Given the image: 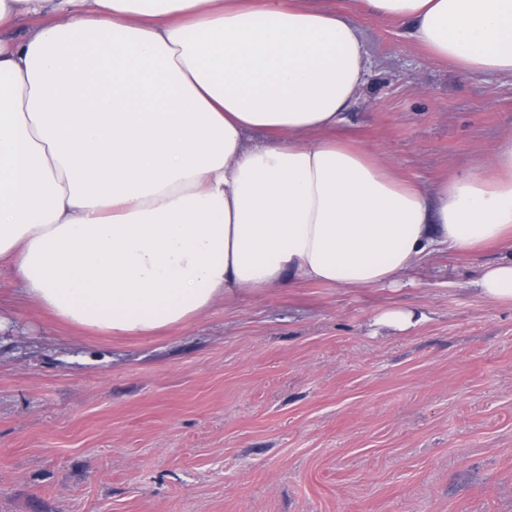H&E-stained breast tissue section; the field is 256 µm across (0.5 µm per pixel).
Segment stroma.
I'll use <instances>...</instances> for the list:
<instances>
[{"instance_id":"35a3bbf8","label":"stroma","mask_w":512,"mask_h":512,"mask_svg":"<svg viewBox=\"0 0 512 512\" xmlns=\"http://www.w3.org/2000/svg\"><path fill=\"white\" fill-rule=\"evenodd\" d=\"M375 61L343 133L431 184L512 135V80L461 78L359 18ZM508 242L397 287L299 281L152 336L64 324L0 273V512H512ZM388 310L421 321L373 328ZM476 285L487 300L512 301V257L484 267Z\"/></svg>"}]
</instances>
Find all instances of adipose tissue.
I'll return each mask as SVG.
<instances>
[{
	"label": "adipose tissue",
	"instance_id": "1",
	"mask_svg": "<svg viewBox=\"0 0 512 512\" xmlns=\"http://www.w3.org/2000/svg\"><path fill=\"white\" fill-rule=\"evenodd\" d=\"M361 16L512 78V0H0V267L63 322L143 336L512 241V135L429 186L338 136L374 66ZM476 285L512 301V257Z\"/></svg>",
	"mask_w": 512,
	"mask_h": 512
}]
</instances>
